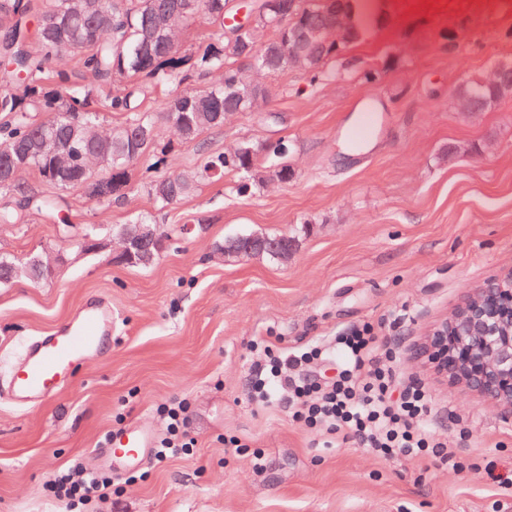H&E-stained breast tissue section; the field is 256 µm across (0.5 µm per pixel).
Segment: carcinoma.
<instances>
[{
  "instance_id": "1",
  "label": "carcinoma",
  "mask_w": 512,
  "mask_h": 512,
  "mask_svg": "<svg viewBox=\"0 0 512 512\" xmlns=\"http://www.w3.org/2000/svg\"><path fill=\"white\" fill-rule=\"evenodd\" d=\"M266 2L251 0L243 6L257 21L241 32L236 17L243 7L234 0H0V144L11 146L15 161L10 170L0 171V193L23 199L0 207V224H24L35 212L69 223L55 198L25 184L23 175L30 170L53 188L80 189L89 158L100 156L109 169L102 172L94 201L130 193L133 166L166 152L156 138L142 137L144 130L156 128L155 113L144 107L150 100L165 102L164 118L179 143L194 145L202 155L196 167L161 174L145 186L157 209L229 173L238 177L242 195L268 181L281 182L277 169L291 171L287 141L259 145L243 139L211 152L201 137L222 129L230 115L266 103L275 94L266 79L285 70L307 74L316 84L325 64L362 34L349 11L350 0H297L292 30L268 25ZM201 14L214 27L211 37L178 49L180 28ZM290 43L298 46L293 53ZM243 44L260 47L256 61L242 59ZM67 55L81 57L92 83L78 86L66 68L50 66ZM511 95L512 79L495 72L466 82L458 92L467 112H484ZM112 112L121 114L122 121L102 127L104 114ZM43 136L63 146L69 156L66 167L50 156L27 155L30 144ZM158 236L170 249L172 236L161 229ZM158 242L139 241L123 264L146 267L140 254L160 257ZM295 246L292 236L256 235L252 255L286 263ZM50 277L40 255L25 260L0 256V285Z\"/></svg>"
}]
</instances>
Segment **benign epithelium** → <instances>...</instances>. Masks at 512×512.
Listing matches in <instances>:
<instances>
[{
  "label": "benign epithelium",
  "instance_id": "7a95c632",
  "mask_svg": "<svg viewBox=\"0 0 512 512\" xmlns=\"http://www.w3.org/2000/svg\"><path fill=\"white\" fill-rule=\"evenodd\" d=\"M417 355L453 381L512 411V269L487 279Z\"/></svg>",
  "mask_w": 512,
  "mask_h": 512
}]
</instances>
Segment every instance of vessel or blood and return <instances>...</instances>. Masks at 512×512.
Instances as JSON below:
<instances>
[{"label":"vessel or blood","instance_id":"vessel-or-blood-1","mask_svg":"<svg viewBox=\"0 0 512 512\" xmlns=\"http://www.w3.org/2000/svg\"><path fill=\"white\" fill-rule=\"evenodd\" d=\"M358 118L344 128L347 138L368 142L390 119L375 99L358 104ZM112 305L103 298L85 303L80 314L56 332L39 337L16 364L11 380V398L24 405L50 396L63 388L90 354L112 343ZM155 443L151 431L131 425L111 434L105 447L95 449L102 464L121 458L137 463Z\"/></svg>","mask_w":512,"mask_h":512}]
</instances>
